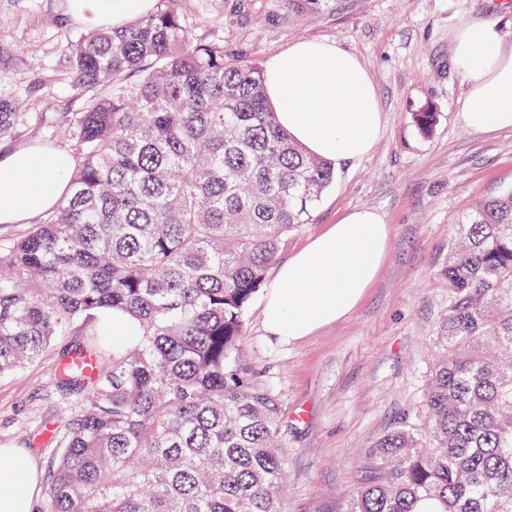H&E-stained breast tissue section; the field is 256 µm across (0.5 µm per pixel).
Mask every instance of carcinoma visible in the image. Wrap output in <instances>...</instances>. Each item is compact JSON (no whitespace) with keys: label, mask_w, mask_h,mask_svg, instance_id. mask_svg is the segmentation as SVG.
I'll use <instances>...</instances> for the list:
<instances>
[{"label":"carcinoma","mask_w":512,"mask_h":512,"mask_svg":"<svg viewBox=\"0 0 512 512\" xmlns=\"http://www.w3.org/2000/svg\"><path fill=\"white\" fill-rule=\"evenodd\" d=\"M333 0H281L314 17ZM89 97L64 130L72 190L0 244V376L76 326L60 363L63 415L38 512H281L278 394L240 362L247 311L288 236L335 178L278 127L264 73L222 37L199 38L180 0L66 50ZM438 113H412L428 135ZM447 351L416 412L369 451L350 512H512V191L479 201L442 270ZM137 336L112 342V314Z\"/></svg>","instance_id":"1"}]
</instances>
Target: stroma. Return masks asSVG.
Returning <instances> with one entry per match:
<instances>
[{"label": "stroma", "instance_id": "1", "mask_svg": "<svg viewBox=\"0 0 512 512\" xmlns=\"http://www.w3.org/2000/svg\"><path fill=\"white\" fill-rule=\"evenodd\" d=\"M246 24L224 21V0H183L199 36L218 34L245 48L258 65L298 40L335 42L369 71L383 126L364 158L337 166L308 224L292 234L280 258L348 211L380 213L391 249L360 306L341 322L290 345L262 325L254 297L242 338V362L256 383L273 387L286 411L283 456L288 473L283 512H348L368 467V451L409 413L442 353L438 325L448 309L441 271L448 243L482 198L512 189V130L463 123L467 87L453 70V35L470 19L499 21L512 39V0H334L315 18L268 23L278 0H254ZM83 29L68 0H0V110L14 125L0 131V153L54 142L85 107L63 64V47ZM433 106L431 134L411 115ZM81 328L57 337L35 362L0 376V448H28L37 474L46 449L29 447L28 426L55 419L58 364L82 341Z\"/></svg>", "mask_w": 512, "mask_h": 512}]
</instances>
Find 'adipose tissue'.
Masks as SVG:
<instances>
[{"label": "adipose tissue", "instance_id": "obj_1", "mask_svg": "<svg viewBox=\"0 0 512 512\" xmlns=\"http://www.w3.org/2000/svg\"><path fill=\"white\" fill-rule=\"evenodd\" d=\"M85 31L122 28L152 13L155 0H68ZM455 68L468 88L461 112L473 128L512 130V42L495 21L464 23ZM265 88L275 118L310 153L339 165L373 149L383 115L362 62L339 45L301 40L273 55ZM72 160L31 146L0 156V223L22 224L53 210L70 192ZM390 227L356 209L316 235L288 262L263 296V327L292 343L347 318L377 279ZM35 475L27 456L0 449V512H33Z\"/></svg>", "mask_w": 512, "mask_h": 512}]
</instances>
